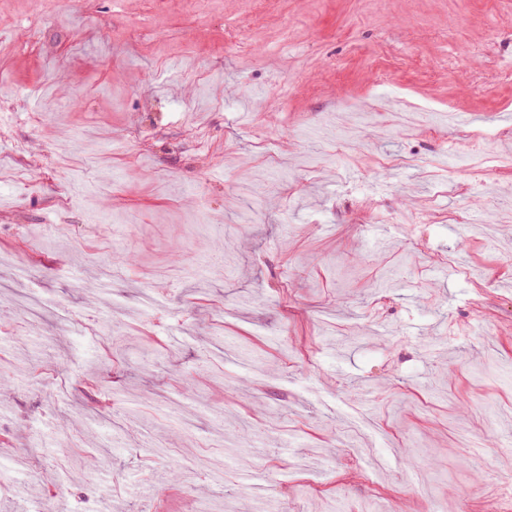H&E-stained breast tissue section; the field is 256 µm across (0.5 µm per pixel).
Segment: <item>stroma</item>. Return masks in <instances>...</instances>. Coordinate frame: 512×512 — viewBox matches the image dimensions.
<instances>
[{"mask_svg": "<svg viewBox=\"0 0 512 512\" xmlns=\"http://www.w3.org/2000/svg\"><path fill=\"white\" fill-rule=\"evenodd\" d=\"M506 59L512 0H0V512H512Z\"/></svg>", "mask_w": 512, "mask_h": 512, "instance_id": "stroma-1", "label": "stroma"}]
</instances>
